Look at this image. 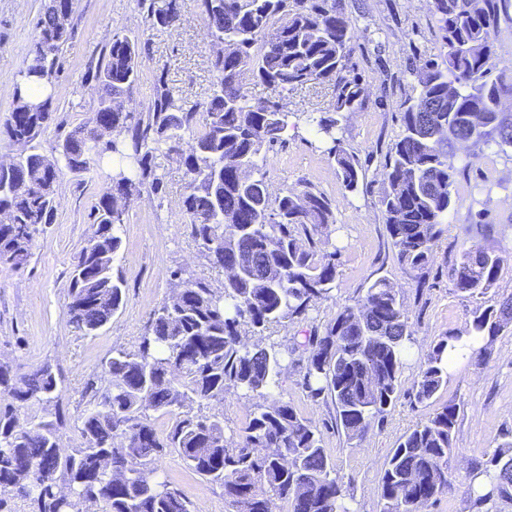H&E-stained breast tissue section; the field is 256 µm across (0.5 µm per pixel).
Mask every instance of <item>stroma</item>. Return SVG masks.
<instances>
[{"instance_id":"obj_1","label":"stroma","mask_w":512,"mask_h":512,"mask_svg":"<svg viewBox=\"0 0 512 512\" xmlns=\"http://www.w3.org/2000/svg\"><path fill=\"white\" fill-rule=\"evenodd\" d=\"M166 3L152 0L151 6L159 9ZM343 3L355 19L352 61L364 92L360 108L347 113L336 136L341 147L365 166L369 186L348 192L335 161L325 151L324 135L302 124L288 129L286 147L269 152V188L277 193L308 182L336 207L330 240L341 250L339 289L335 298L317 303L314 324L332 320L341 304L384 277L404 295L415 344L403 369L404 397L374 424L359 447H349L337 428L331 400L314 403L306 398L301 365L288 363L278 390L323 430L324 446L355 512H378L385 462L401 438L434 410L430 404H412L406 392L430 344L439 336L465 332L474 306L472 300L455 292L449 278L468 225L479 221L494 225L486 244L505 258L501 293L512 292V148L504 153L493 148H459V156L467 157L469 166L452 187L454 205L434 261L422 271L401 266L378 206L379 171L383 155L399 132L401 104L416 84L411 65L441 54L438 22L428 0ZM42 4L43 0H0V125L10 115L14 79L31 48ZM148 7L140 0H74L73 33L64 45L62 66L53 80L56 114L40 138L43 151H51L61 136L91 116L96 95L83 86L82 77L116 33L138 37L149 46L143 76L133 94L137 111H147L151 103L158 68L166 71L185 108H197L203 101L214 74L202 18L188 7L179 26L156 30L147 22ZM163 172L165 192H142L120 231L122 247L115 265L125 279L124 306L96 335L83 336L69 326L65 306L72 263L93 231L88 214L98 199L103 170L94 167L79 176L61 175L55 221L37 236L30 263L20 270L0 266V361L20 374L45 363L62 371L61 401L68 418L61 431L64 447L80 442L77 426L85 408L81 398L85 382L100 375V364L112 351L131 350L138 344L153 310L169 293L171 271L187 269L212 279L217 287L223 282L189 235L181 209L182 170L168 163ZM439 399L461 406L456 449L448 459L453 488L425 512H512L511 502L478 507L467 494L472 478L482 474L487 455L504 437L512 436V325L500 333L481 365H466L449 374ZM160 473L183 492L191 512H226L221 488L191 471L179 456H166Z\"/></svg>"}]
</instances>
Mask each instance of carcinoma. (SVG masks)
<instances>
[{"instance_id": "cac0c4a2", "label": "carcinoma", "mask_w": 512, "mask_h": 512, "mask_svg": "<svg viewBox=\"0 0 512 512\" xmlns=\"http://www.w3.org/2000/svg\"><path fill=\"white\" fill-rule=\"evenodd\" d=\"M511 1L430 0L440 23L441 61L412 69L416 94L401 104V131L385 155L378 199L397 260L412 269L433 262L452 210L451 188L464 172L456 165V145L512 148V113L504 109L512 77L489 79L496 31ZM188 4L203 18L209 42L234 47L211 58L216 79L200 109L185 110L160 74L148 111H136L132 95L146 45L115 34L87 67L84 84L97 90L94 112H112L118 138L100 140L90 119L47 155L40 137L53 121L52 95L36 101L27 90L37 80L52 83L71 28L55 0H46L14 80V108H40L28 125L8 119L0 129L9 141L26 144L13 166H0V212L10 216L0 223V264L27 266L37 234L54 221L63 172L105 164L112 175L100 196L128 198L144 185L158 195L164 177L156 159L162 157L183 171L182 209L201 255L220 273L229 263L238 272L220 289L183 269L171 272L169 295L137 347L102 362L107 389L95 378L85 383L81 442L64 458L56 448L64 426L62 373L46 363L19 375L0 361V512H17L16 501L29 504V512H86L89 499L101 512H190L182 492L157 476L171 453L223 490L229 512H272L275 499L288 502L289 512H349L321 430L288 401L271 397L284 362L296 351L305 354L306 397L334 401L350 443L362 440L401 396L414 329L401 292L385 278L291 345L273 336L308 319L338 287L339 249L326 234L336 221L332 201L308 184L272 194L265 166L267 154L285 145L290 119L300 120L285 95L327 83L336 89L332 111L308 112L305 120L331 139L327 153L345 188L353 192L364 183L358 159L334 136L339 119L362 102V87L350 76L353 19L342 0H169L148 11L150 25L177 26ZM243 73L270 95L249 98ZM235 163L248 168L249 183L240 181ZM89 219L93 232L74 258L65 311L84 335L96 334L124 304V279L114 261L128 216L109 214L100 200ZM502 264L496 250L475 241L452 268L456 292L479 301L467 330L487 338L480 361L512 324V294L487 298L496 292ZM456 338L446 334L430 346L409 391L414 402L437 398L448 383V341ZM229 392L255 399L236 438L226 437L224 415L203 412ZM29 406L40 415L27 426L20 411ZM149 410L169 417L164 433ZM458 413L457 404L445 402L402 438L385 463L379 512H424L448 491ZM104 457L112 469L89 482ZM484 473L488 485L470 488L474 504L511 502L512 439L488 455ZM58 483L70 486L69 498L56 496Z\"/></svg>"}]
</instances>
